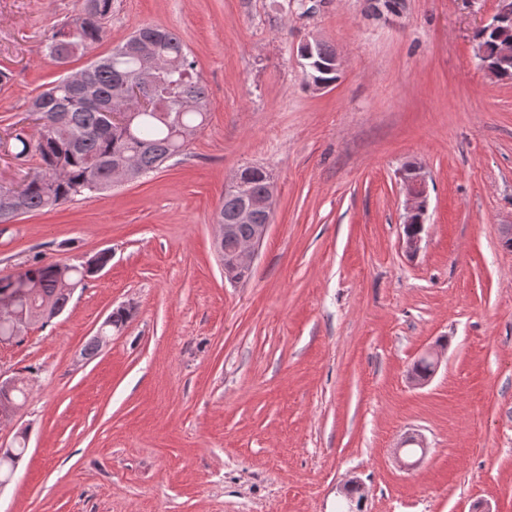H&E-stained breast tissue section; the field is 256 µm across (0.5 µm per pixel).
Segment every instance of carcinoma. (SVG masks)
Masks as SVG:
<instances>
[{
    "label": "carcinoma",
    "mask_w": 512,
    "mask_h": 512,
    "mask_svg": "<svg viewBox=\"0 0 512 512\" xmlns=\"http://www.w3.org/2000/svg\"><path fill=\"white\" fill-rule=\"evenodd\" d=\"M113 0H82L79 14L53 29L44 44L45 56L65 64L98 43L112 16ZM152 41L166 65L154 73L155 83L144 95L156 106L137 113L127 127L112 123L109 114L122 96L123 80L146 68L147 60L133 48L135 36ZM512 42V23L504 24L482 38L487 47L483 64L488 75L512 81V64L493 68L496 48ZM335 49L324 41L311 44V59L305 80L333 83L330 70ZM92 90L76 87L62 76L30 98L27 111L34 116L37 134L20 122L10 124L15 158L36 159V170L17 189L0 187V224L23 214L63 204L78 196L90 198L112 187L114 168L130 163L141 175L153 173L174 157L184 154L206 121L208 94L194 58L174 31L153 24L144 25L88 65ZM247 192L253 197L269 193V182L259 168H247ZM240 198L226 195L214 215L216 224H232L236 235L249 237L253 225L236 223ZM108 251L94 261L67 266L65 283L58 279L59 266L34 263L17 275L0 277V284L15 278L39 284V288L15 304L13 313H0V340L18 335L25 322L50 309L49 320L62 313L71 300V289L94 276L91 263L107 265Z\"/></svg>",
    "instance_id": "carcinoma-1"
}]
</instances>
